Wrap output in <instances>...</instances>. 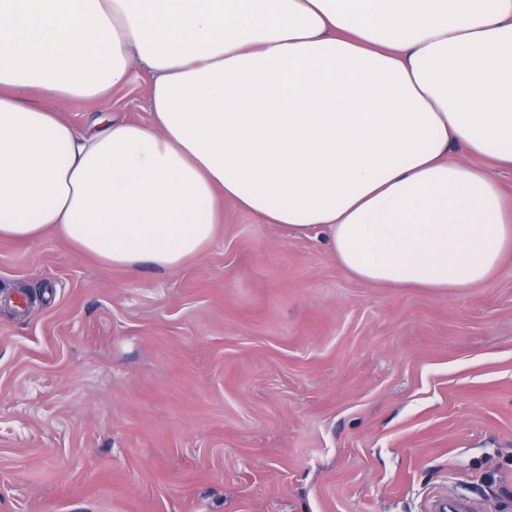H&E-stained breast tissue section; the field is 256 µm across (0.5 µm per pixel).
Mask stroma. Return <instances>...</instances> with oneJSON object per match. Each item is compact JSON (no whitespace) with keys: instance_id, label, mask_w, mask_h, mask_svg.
<instances>
[{"instance_id":"35a3bbf8","label":"stroma","mask_w":512,"mask_h":512,"mask_svg":"<svg viewBox=\"0 0 512 512\" xmlns=\"http://www.w3.org/2000/svg\"><path fill=\"white\" fill-rule=\"evenodd\" d=\"M148 77L59 105L145 119ZM512 512V254L445 294L358 280L233 204L180 267L0 240V512ZM478 510L473 507L469 499L465 497H455L448 500L447 497L442 498L441 495L435 496L429 506L431 512H470Z\"/></svg>"}]
</instances>
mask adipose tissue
Listing matches in <instances>:
<instances>
[{"label":"adipose tissue","mask_w":512,"mask_h":512,"mask_svg":"<svg viewBox=\"0 0 512 512\" xmlns=\"http://www.w3.org/2000/svg\"><path fill=\"white\" fill-rule=\"evenodd\" d=\"M149 74L148 118L26 98ZM512 0H0V237L168 270L232 201L358 279L453 292L512 252ZM455 158L464 165L482 168L499 182L504 193L511 199L512 197V172L499 171L491 167L486 161L467 154L455 155Z\"/></svg>","instance_id":"ef3b65f1"}]
</instances>
